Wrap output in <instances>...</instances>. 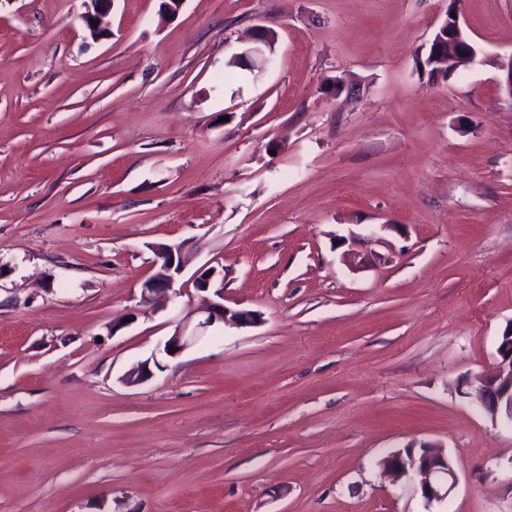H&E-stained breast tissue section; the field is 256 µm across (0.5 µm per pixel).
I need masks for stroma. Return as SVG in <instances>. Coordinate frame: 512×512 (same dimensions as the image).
<instances>
[{
	"mask_svg": "<svg viewBox=\"0 0 512 512\" xmlns=\"http://www.w3.org/2000/svg\"><path fill=\"white\" fill-rule=\"evenodd\" d=\"M458 9L433 82L448 0H0V512H512L457 390L512 328V0ZM159 245L257 323L162 355L203 295L142 303ZM415 442L448 503L382 477ZM86 11L82 14L81 20L92 38H100L104 35L100 29L99 18L105 15L112 6V0H85ZM96 22V27H93ZM457 2L458 0L451 1L452 7L448 8L446 18L438 27L440 34L437 39V44L444 43L442 37L448 39V65L433 56L432 45H430L427 52L425 67L428 69V74L433 80H437L439 77L443 80L447 79L448 68L452 71L462 66H468L474 63L477 57V53L472 44L473 42L462 26L459 10L456 7ZM452 14H455L456 18H453ZM389 453L379 462L384 474L406 477L415 484L427 505L448 500L458 485V477L448 454L438 445L421 443Z\"/></svg>",
	"mask_w": 512,
	"mask_h": 512,
	"instance_id": "35a3bbf8",
	"label": "stroma"
}]
</instances>
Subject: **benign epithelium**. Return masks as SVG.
Instances as JSON below:
<instances>
[{
  "mask_svg": "<svg viewBox=\"0 0 512 512\" xmlns=\"http://www.w3.org/2000/svg\"><path fill=\"white\" fill-rule=\"evenodd\" d=\"M458 0H451L446 18L439 26V39H448V68L451 70L475 62L477 53L467 32L462 26ZM112 6V0H85L86 11L81 20L90 36L97 39L103 30L93 23L105 15ZM247 69L262 68L266 62L263 49L248 48L243 52ZM155 272L141 286V300L148 304L157 297L174 290V286L185 270L186 260L181 248L169 245L156 247ZM217 270L205 269L196 276L193 283L197 290L213 291V299L201 310L204 318L191 324V315L186 314L177 321L175 332L165 342L162 353L167 356L178 354L199 342L209 327L217 322L238 327H249L256 323V314L250 311L231 310L224 305V290L213 287ZM496 370L489 375L478 393V403L491 420L505 421L512 425V329L507 337L500 340L497 348ZM150 377L148 362L144 361L131 368L123 377L128 385H137ZM383 472L394 478H407L415 484L426 504L442 503L448 500L458 485V477L448 454L437 445L421 443L407 446V452H391L379 462Z\"/></svg>",
  "mask_w": 512,
  "mask_h": 512,
  "instance_id": "1",
  "label": "benign epithelium"
}]
</instances>
